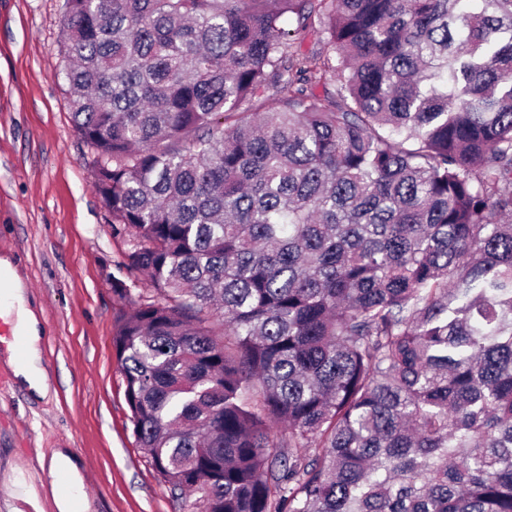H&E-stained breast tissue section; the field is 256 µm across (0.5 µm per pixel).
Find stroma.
<instances>
[{
	"label": "stroma",
	"mask_w": 512,
	"mask_h": 512,
	"mask_svg": "<svg viewBox=\"0 0 512 512\" xmlns=\"http://www.w3.org/2000/svg\"><path fill=\"white\" fill-rule=\"evenodd\" d=\"M64 0H0V257H9L41 329L48 393L31 396L5 343L0 372V512L29 473L53 482L54 452L80 462L86 512H190L138 447L113 349L133 308L112 290L129 250L93 186L62 74Z\"/></svg>",
	"instance_id": "35a3bbf8"
}]
</instances>
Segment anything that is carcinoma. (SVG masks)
<instances>
[{
    "instance_id": "cac0c4a2",
    "label": "carcinoma",
    "mask_w": 512,
    "mask_h": 512,
    "mask_svg": "<svg viewBox=\"0 0 512 512\" xmlns=\"http://www.w3.org/2000/svg\"><path fill=\"white\" fill-rule=\"evenodd\" d=\"M60 44L171 493L512 512V0H65Z\"/></svg>"
}]
</instances>
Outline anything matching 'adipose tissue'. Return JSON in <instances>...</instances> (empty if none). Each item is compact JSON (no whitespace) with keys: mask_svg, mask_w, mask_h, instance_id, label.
I'll return each mask as SVG.
<instances>
[{"mask_svg":"<svg viewBox=\"0 0 512 512\" xmlns=\"http://www.w3.org/2000/svg\"><path fill=\"white\" fill-rule=\"evenodd\" d=\"M0 310L5 315L15 318L18 329L22 332L26 351L23 358L14 360V372L20 378L27 389L34 394L42 395L47 390V382L41 367V337L38 330V321L34 312L30 309L26 293L18 278L10 280V295Z\"/></svg>","mask_w":512,"mask_h":512,"instance_id":"obj_1","label":"adipose tissue"}]
</instances>
